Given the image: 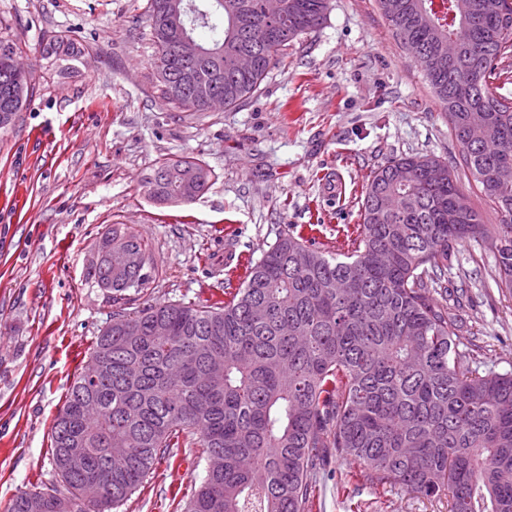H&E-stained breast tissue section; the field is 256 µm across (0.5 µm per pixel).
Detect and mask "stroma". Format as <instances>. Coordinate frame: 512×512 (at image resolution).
I'll list each match as a JSON object with an SVG mask.
<instances>
[{
    "instance_id": "1",
    "label": "stroma",
    "mask_w": 512,
    "mask_h": 512,
    "mask_svg": "<svg viewBox=\"0 0 512 512\" xmlns=\"http://www.w3.org/2000/svg\"><path fill=\"white\" fill-rule=\"evenodd\" d=\"M147 0H0V36L20 39L36 78L29 105L0 130V508L56 475L53 419L113 310L144 299L203 303L238 288L237 259H259L279 232L316 228L317 247L346 253L370 172L405 154L463 167L462 150L377 0H330L324 24L289 48L259 90L231 112L168 107L155 85ZM57 38L56 55L45 56ZM195 156L216 177L189 203L160 205L144 184L159 158ZM345 197L323 200L327 176ZM129 225L156 266L145 292L113 302L89 275L97 243ZM448 278L467 296L459 350L480 347L512 370V294L496 253L455 247ZM207 464L196 448L161 461L118 512H182ZM330 463L313 512H448L361 479L353 495Z\"/></svg>"
}]
</instances>
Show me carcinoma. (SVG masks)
Here are the masks:
<instances>
[{
	"label": "carcinoma",
	"instance_id": "obj_1",
	"mask_svg": "<svg viewBox=\"0 0 512 512\" xmlns=\"http://www.w3.org/2000/svg\"><path fill=\"white\" fill-rule=\"evenodd\" d=\"M169 0H147L163 101L180 112H206L183 89L185 77L219 82L224 111L237 109L301 36L326 19L329 0H281L288 27L269 42L252 38L263 0H190L196 27L216 38L223 59L187 64ZM396 36L424 68L448 114L464 165L497 215L459 211L448 163L405 155L370 175L362 224L342 257L326 256L291 230L278 234L222 303H145L112 312L92 355L108 359L94 378L82 370L52 426L60 486L35 488L5 512H110L120 508L181 441L219 464L207 468L186 512H310L317 477L334 458L372 483L427 498L448 496V512H512V372L481 370L458 351L462 294L448 288L456 243H498V287L512 292V97L501 93L512 71V0L481 14L483 0H377ZM29 70L0 65V129L31 101ZM484 128L479 145L464 142ZM438 168L439 180L426 171ZM146 181L160 203L190 202L215 173L202 159L164 158ZM121 246L147 257L137 272L91 267L112 299L140 292L155 275L141 238L112 225L99 251ZM90 401L97 413L85 416ZM121 461L100 485L70 473Z\"/></svg>",
	"mask_w": 512,
	"mask_h": 512
}]
</instances>
